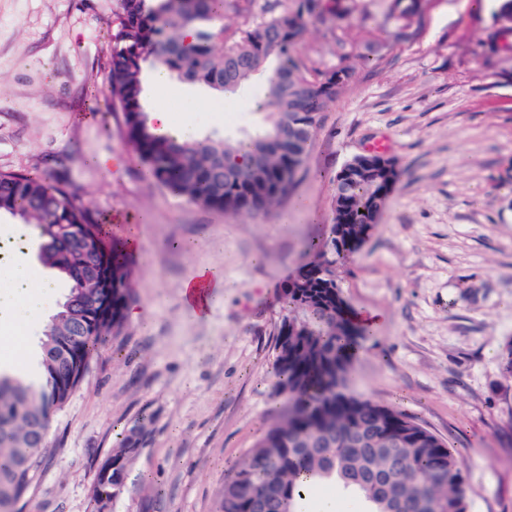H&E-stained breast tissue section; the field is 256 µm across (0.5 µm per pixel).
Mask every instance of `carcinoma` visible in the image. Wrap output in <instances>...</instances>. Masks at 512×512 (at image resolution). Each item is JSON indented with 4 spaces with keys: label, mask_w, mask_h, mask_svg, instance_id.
<instances>
[{
    "label": "carcinoma",
    "mask_w": 512,
    "mask_h": 512,
    "mask_svg": "<svg viewBox=\"0 0 512 512\" xmlns=\"http://www.w3.org/2000/svg\"><path fill=\"white\" fill-rule=\"evenodd\" d=\"M117 0L111 27L112 107L123 113L127 141L154 181L173 193L227 213H268L279 208L304 164L311 138L291 148L281 139L284 120L316 131L350 83L355 41L346 30L336 36L339 63L319 69L297 54L308 22L327 19L325 0ZM400 8L392 18L394 7ZM415 0H390L387 18L402 28L422 29ZM196 28L187 46L183 28ZM178 80L233 93L257 75L265 93L257 111L267 125L247 139L189 140L154 132L144 115L143 68L147 60ZM251 71L233 86L224 71L239 61ZM308 87L302 111L282 76ZM381 188L369 177L351 185L345 205L317 245L323 262L298 271L284 289L287 315L274 350L276 391L288 398L255 448L224 480L217 512H294L306 489L342 483L363 500L368 512H420L425 497L432 512H469L466 485L455 451L409 415L362 399L349 388V368L358 345L347 326L336 281V263L352 252L355 230L374 222L373 203ZM0 210L24 220L43 240L40 259L63 274L69 292L43 330L41 367L45 386L36 392L22 377L0 371V512L13 507L32 486L37 459L46 451L50 414L60 408L89 371L99 347L119 330L129 299L128 258L107 240L103 225L87 207L37 173L0 172ZM112 283V309L98 314L93 302L99 284L84 282L75 270L90 257ZM86 325L75 332L73 310ZM384 431L404 435L399 444L356 447V434L368 419ZM134 448L122 438L100 464L94 496L96 512L122 490L117 475Z\"/></svg>",
    "instance_id": "1"
}]
</instances>
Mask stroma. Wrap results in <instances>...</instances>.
Masks as SVG:
<instances>
[{"label": "stroma", "mask_w": 512, "mask_h": 512, "mask_svg": "<svg viewBox=\"0 0 512 512\" xmlns=\"http://www.w3.org/2000/svg\"><path fill=\"white\" fill-rule=\"evenodd\" d=\"M499 0L475 13L433 0L411 42L322 113L282 205L252 216L205 209L153 181L111 108L108 25L117 0H0V171L35 172L99 217L127 252L130 312L69 400L20 512H91L95 476L118 438L145 426L107 512H216L224 479L280 404L274 342L282 289L332 222L334 179L377 139L398 178L376 224L337 263L362 326L350 388L453 448L470 512H512V49ZM334 20L310 22L299 54L330 66ZM263 78L233 94L174 81L143 108L170 106L186 137L257 130ZM236 112L226 122L225 111ZM202 269L221 280L206 309L185 304ZM298 512H365L315 486Z\"/></svg>", "instance_id": "stroma-1"}]
</instances>
